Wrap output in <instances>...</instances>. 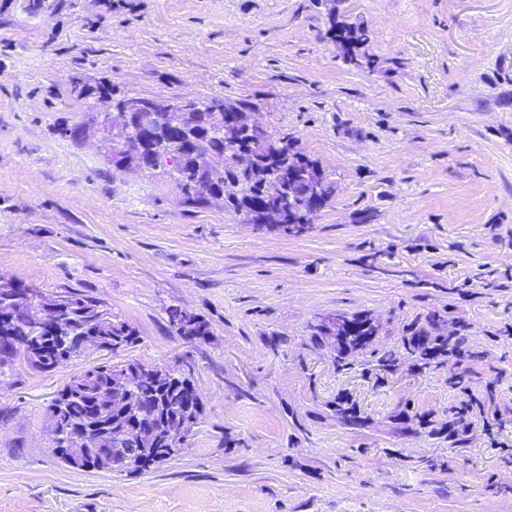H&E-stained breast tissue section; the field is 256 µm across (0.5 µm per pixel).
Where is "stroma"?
Returning a JSON list of instances; mask_svg holds the SVG:
<instances>
[{
	"label": "stroma",
	"instance_id": "35a3bbf8",
	"mask_svg": "<svg viewBox=\"0 0 512 512\" xmlns=\"http://www.w3.org/2000/svg\"><path fill=\"white\" fill-rule=\"evenodd\" d=\"M368 28L346 62L329 16ZM217 98L334 186L306 233L115 170L83 86ZM103 301L124 359L186 373L202 422L142 474L72 469L47 408L78 368L0 369V512H512V0H0V279ZM210 334L178 336L171 307ZM372 323L357 346L319 332ZM462 335V366L410 340ZM479 393L481 425L449 429ZM449 383L454 388H461L462 392L467 395V399L462 401L460 405L455 408L457 414L456 423L467 428L481 422L485 433L491 440L490 444L500 449L505 448L504 445L497 441L493 427L485 420L483 404L478 396H476L470 388H462L460 381L456 380V378H450Z\"/></svg>",
	"mask_w": 512,
	"mask_h": 512
}]
</instances>
